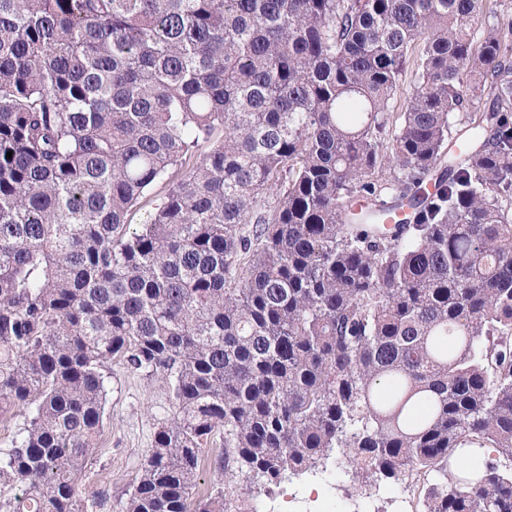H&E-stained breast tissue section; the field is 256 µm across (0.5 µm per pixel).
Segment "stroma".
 I'll return each instance as SVG.
<instances>
[{
  "mask_svg": "<svg viewBox=\"0 0 512 512\" xmlns=\"http://www.w3.org/2000/svg\"><path fill=\"white\" fill-rule=\"evenodd\" d=\"M109 370L103 428L80 483L82 501L94 506L96 512H119L130 483L142 467L144 451L167 419L170 407V393L156 378L131 373L116 362ZM322 491L328 493L335 512H401L402 487L386 483L375 493L363 495L351 474L333 463L286 478L271 490L249 492L248 503L263 512H294V496Z\"/></svg>",
  "mask_w": 512,
  "mask_h": 512,
  "instance_id": "35a3bbf8",
  "label": "stroma"
}]
</instances>
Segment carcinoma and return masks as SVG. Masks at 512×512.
Returning a JSON list of instances; mask_svg holds the SVG:
<instances>
[{
	"instance_id": "1",
	"label": "carcinoma",
	"mask_w": 512,
	"mask_h": 512,
	"mask_svg": "<svg viewBox=\"0 0 512 512\" xmlns=\"http://www.w3.org/2000/svg\"><path fill=\"white\" fill-rule=\"evenodd\" d=\"M114 359L171 394L121 512L347 448L364 492L512 512V11L0 0V510L88 512ZM215 440H217V445L215 442L213 444L210 443L203 450L202 472L196 489L200 495L209 493L213 485L222 486L224 484V472L218 470L215 464L217 456L224 452V448H219V438Z\"/></svg>"
}]
</instances>
